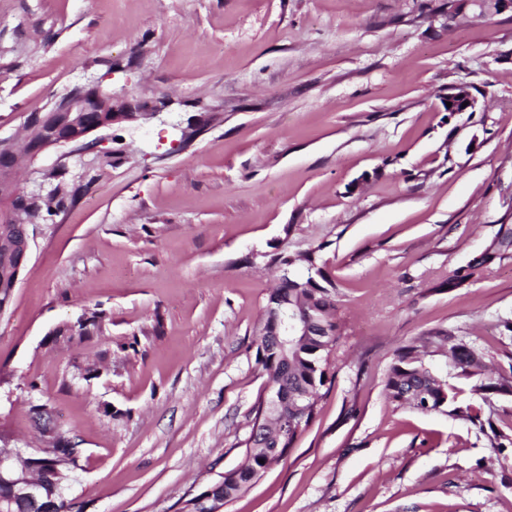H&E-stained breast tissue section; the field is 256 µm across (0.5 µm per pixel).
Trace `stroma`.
<instances>
[{
  "label": "stroma",
  "mask_w": 512,
  "mask_h": 512,
  "mask_svg": "<svg viewBox=\"0 0 512 512\" xmlns=\"http://www.w3.org/2000/svg\"><path fill=\"white\" fill-rule=\"evenodd\" d=\"M0 0V139L77 88L145 111L23 161L73 200L32 226L0 314V444L80 449L86 512H180L244 458L271 254L320 249L337 285L333 382L288 457L224 512H512V393L489 420L387 400L428 336L512 376V0ZM474 111L449 116L457 85ZM87 324L83 338L58 328ZM509 437L498 447L496 434ZM512 248V227H501L498 237L491 243L489 249L480 260L472 263L466 269H461L448 279V288H457L467 280L473 278L484 265L490 262L496 255L507 252Z\"/></svg>",
  "instance_id": "1"
}]
</instances>
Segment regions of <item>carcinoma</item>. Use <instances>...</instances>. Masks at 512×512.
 Instances as JSON below:
<instances>
[{"label": "carcinoma", "instance_id": "1", "mask_svg": "<svg viewBox=\"0 0 512 512\" xmlns=\"http://www.w3.org/2000/svg\"><path fill=\"white\" fill-rule=\"evenodd\" d=\"M512 248V227L501 229L498 237L491 243L489 249L480 260L461 269L448 279V287L457 288L473 278L484 265L495 256ZM271 263L284 272L295 274L299 266L307 270V276L296 277L297 288H276L270 293L268 302L286 299L291 306L301 309L304 317L310 322V335L302 336L293 344L282 349L275 347L274 337L267 335L270 327V312H265L262 327L259 330L256 363L268 374L271 382L286 380L288 391L311 404L310 412L301 422V429L312 422L316 415L317 404L322 397V389L328 382L327 365L330 354L337 342L338 325L336 323V284L325 272L321 249L309 250L301 254L277 253L272 256ZM432 343L427 339L417 345L404 347L397 355L385 381L388 398L395 404L409 403L424 411H440L454 400L448 391V384L429 369L424 367L418 358L421 348ZM450 365L462 374L478 377L474 391L479 393L512 392V381L503 377L494 379L482 372V353L475 348L453 343L448 347ZM298 434L288 435V442L276 445L266 441L262 433L252 430L250 454L241 465L224 472L222 485L211 481L200 493L183 502L181 512H205L201 500L214 494L224 497L229 502L239 494L247 491L255 480L264 472L266 463L271 459L285 457L292 448ZM75 449L70 442L53 437L49 444L35 454L25 453L15 459L14 471L28 473L29 477L42 478L47 472L57 474L56 481L63 480L65 474L77 466ZM55 512H83V503L70 496L67 490L55 494Z\"/></svg>", "mask_w": 512, "mask_h": 512}]
</instances>
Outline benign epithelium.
Returning a JSON list of instances; mask_svg holds the SVG:
<instances>
[{
    "instance_id": "obj_1",
    "label": "benign epithelium",
    "mask_w": 512,
    "mask_h": 512,
    "mask_svg": "<svg viewBox=\"0 0 512 512\" xmlns=\"http://www.w3.org/2000/svg\"><path fill=\"white\" fill-rule=\"evenodd\" d=\"M453 114L467 112L474 107L468 88L460 86L448 93ZM149 116L147 112H121L114 104L112 94L97 87L65 98L51 109V114L36 113L25 125L23 137L0 140V271L12 278L16 288L31 252L30 226L39 212L27 199L41 200L55 196L28 193L19 186L17 166L20 158L36 160L46 150L66 145L81 144L86 137L100 129L109 128L115 120L138 121ZM275 329L272 335L297 338L305 335L303 314L286 304L273 309ZM30 504L35 512H54L53 501L44 495L42 482L23 477L10 485V493L3 502Z\"/></svg>"
}]
</instances>
